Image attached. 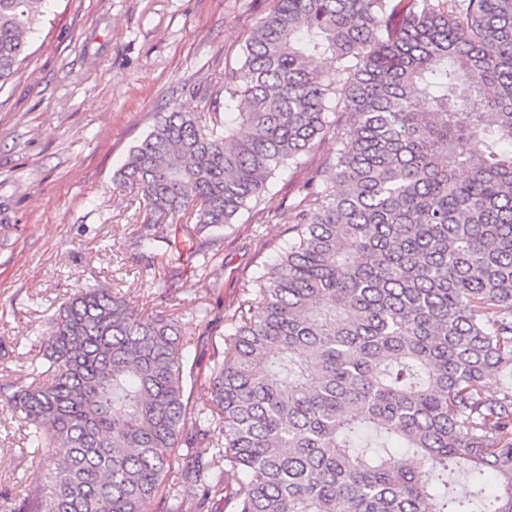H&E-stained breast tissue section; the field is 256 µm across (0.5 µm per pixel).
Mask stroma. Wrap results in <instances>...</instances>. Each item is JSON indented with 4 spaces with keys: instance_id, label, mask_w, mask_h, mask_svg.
Returning <instances> with one entry per match:
<instances>
[{
    "instance_id": "obj_1",
    "label": "stroma",
    "mask_w": 512,
    "mask_h": 512,
    "mask_svg": "<svg viewBox=\"0 0 512 512\" xmlns=\"http://www.w3.org/2000/svg\"><path fill=\"white\" fill-rule=\"evenodd\" d=\"M275 0H45L30 57L0 88V384L25 380L39 338L81 288L106 285L139 309L173 295L182 343L195 346L198 407L210 404V330L223 344L245 282L274 262L287 239L286 201L321 159L326 136L304 166L275 176L259 214L226 226L219 259L183 279L172 262L201 241L186 215L167 217L151 267L132 242L143 220L137 188L116 187L129 149L160 113L206 112L224 99L258 21ZM23 421L0 406V512L22 496L38 461Z\"/></svg>"
}]
</instances>
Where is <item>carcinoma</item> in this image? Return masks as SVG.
Masks as SVG:
<instances>
[{"label":"carcinoma","instance_id":"1","mask_svg":"<svg viewBox=\"0 0 512 512\" xmlns=\"http://www.w3.org/2000/svg\"><path fill=\"white\" fill-rule=\"evenodd\" d=\"M42 4L0 0V88ZM329 133L212 348L209 408L165 311L104 286L62 307L42 370L0 386L43 463L14 512H512V0H277L224 113H163L118 170L140 256L170 214L235 223Z\"/></svg>","mask_w":512,"mask_h":512}]
</instances>
